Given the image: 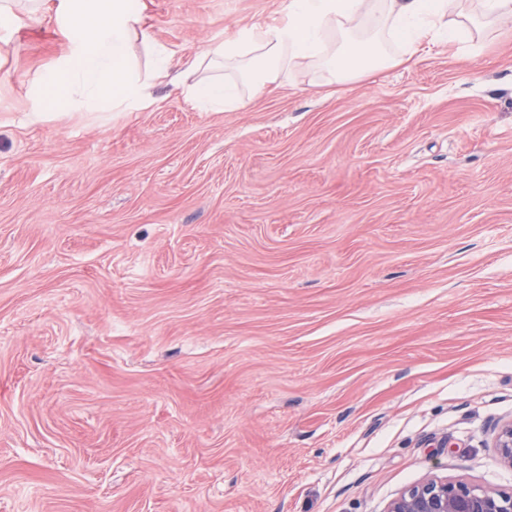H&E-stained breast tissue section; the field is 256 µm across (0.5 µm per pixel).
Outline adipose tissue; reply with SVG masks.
<instances>
[{
	"mask_svg": "<svg viewBox=\"0 0 512 512\" xmlns=\"http://www.w3.org/2000/svg\"><path fill=\"white\" fill-rule=\"evenodd\" d=\"M71 51L38 87L41 100L62 112H93L103 102L133 110L151 101L159 82L181 87L202 111L238 109L244 88L260 89L299 65L323 69L334 81L382 69L393 60L386 39L407 53L454 39L445 22L447 0H288L283 19L244 25L203 50L214 66H237L236 78L213 75L184 83L172 56L156 45L142 23L137 0H61ZM148 48L147 71L133 64L132 42Z\"/></svg>",
	"mask_w": 512,
	"mask_h": 512,
	"instance_id": "adipose-tissue-1",
	"label": "adipose tissue"
}]
</instances>
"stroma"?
Masks as SVG:
<instances>
[{
    "label": "stroma",
    "instance_id": "obj_1",
    "mask_svg": "<svg viewBox=\"0 0 512 512\" xmlns=\"http://www.w3.org/2000/svg\"><path fill=\"white\" fill-rule=\"evenodd\" d=\"M175 61L286 0H139ZM0 27V512H384L512 489V24L233 111L55 112ZM498 464L512 469V422L502 425L495 440ZM385 512H512V492L429 477L393 498Z\"/></svg>",
    "mask_w": 512,
    "mask_h": 512
}]
</instances>
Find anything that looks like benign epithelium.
<instances>
[{"mask_svg":"<svg viewBox=\"0 0 512 512\" xmlns=\"http://www.w3.org/2000/svg\"><path fill=\"white\" fill-rule=\"evenodd\" d=\"M495 450L498 464L512 469V422L500 427ZM385 512H512V492L429 477L393 498Z\"/></svg>","mask_w":512,"mask_h":512,"instance_id":"obj_1","label":"benign epithelium"}]
</instances>
